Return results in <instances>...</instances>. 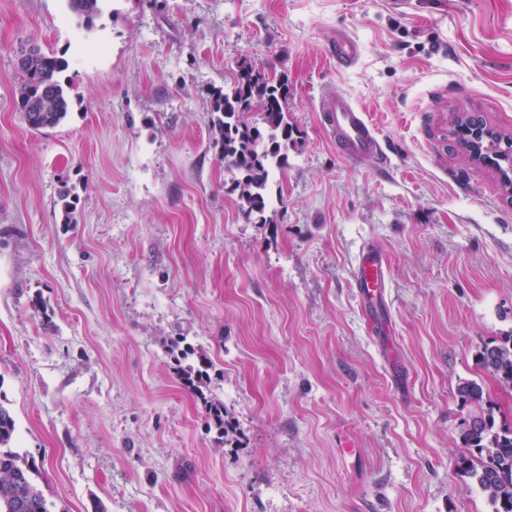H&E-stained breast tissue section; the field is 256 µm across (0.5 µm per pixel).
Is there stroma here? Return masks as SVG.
I'll list each match as a JSON object with an SVG mask.
<instances>
[{
    "label": "stroma",
    "instance_id": "stroma-1",
    "mask_svg": "<svg viewBox=\"0 0 512 512\" xmlns=\"http://www.w3.org/2000/svg\"><path fill=\"white\" fill-rule=\"evenodd\" d=\"M30 42L68 61L74 107L45 133L17 109ZM243 64L286 81L294 127L258 223L211 127ZM336 92L389 164L337 155ZM460 116L512 138V0H106L89 31L68 0H0V404L55 512H492L459 458L481 408L512 426V384L477 364L512 332V190ZM369 245L386 338L353 288ZM180 336L227 437L177 375ZM360 47L356 39L346 31H341L336 35V39L331 48V55L336 60V65L340 68H349L358 60Z\"/></svg>",
    "mask_w": 512,
    "mask_h": 512
}]
</instances>
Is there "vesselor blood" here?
Listing matches in <instances>:
<instances>
[{
    "label": "vessel or blood",
    "instance_id": "vessel-or-blood-1",
    "mask_svg": "<svg viewBox=\"0 0 512 512\" xmlns=\"http://www.w3.org/2000/svg\"><path fill=\"white\" fill-rule=\"evenodd\" d=\"M338 67L353 66L360 54L356 39L348 32H339L331 48ZM325 124L336 138V148L349 163L360 166L383 159L384 143L379 138L367 113L342 94L321 101ZM386 262L380 252L364 251L354 269L353 282L362 307L373 316H380L386 286Z\"/></svg>",
    "mask_w": 512,
    "mask_h": 512
}]
</instances>
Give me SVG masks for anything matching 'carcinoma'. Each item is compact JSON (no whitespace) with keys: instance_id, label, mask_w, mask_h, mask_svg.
I'll return each mask as SVG.
<instances>
[{"instance_id":"obj_1","label":"carcinoma","mask_w":512,"mask_h":512,"mask_svg":"<svg viewBox=\"0 0 512 512\" xmlns=\"http://www.w3.org/2000/svg\"><path fill=\"white\" fill-rule=\"evenodd\" d=\"M71 11L92 27L102 13L103 0H68ZM66 60L41 47L18 67L20 83L17 106L30 129L40 132L55 128L73 107L62 74ZM288 86L274 81L251 67L243 66L227 91L213 94L212 129L218 133L220 160L239 175L237 187L246 219H261L269 204L265 193L270 171L287 159L292 128L285 120L283 102ZM260 112L263 125L248 119ZM189 361L183 370L185 386L194 391L208 376L209 361L191 347L181 352ZM478 364L487 372L512 382V334L487 343L478 355ZM466 403L483 400V388L465 381L458 389ZM492 410L473 417L466 425L463 440L462 472L485 493L494 512H512V428L496 431ZM39 470L28 454L16 447V422L0 404V512H52L38 483Z\"/></svg>"}]
</instances>
